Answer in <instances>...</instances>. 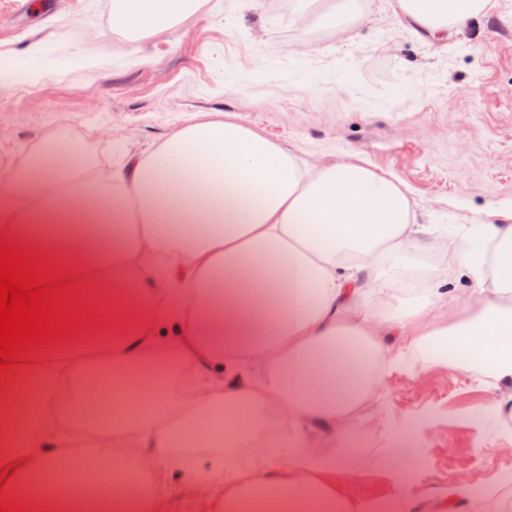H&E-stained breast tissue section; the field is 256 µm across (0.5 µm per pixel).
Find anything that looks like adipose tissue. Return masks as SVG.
I'll use <instances>...</instances> for the list:
<instances>
[{
  "label": "adipose tissue",
  "mask_w": 512,
  "mask_h": 512,
  "mask_svg": "<svg viewBox=\"0 0 512 512\" xmlns=\"http://www.w3.org/2000/svg\"><path fill=\"white\" fill-rule=\"evenodd\" d=\"M187 4L117 0L112 26L162 31ZM488 4L399 0L418 35ZM56 158L49 142L36 172H0V232L77 275L110 324L31 353L0 387V495L24 512H164L172 479L190 512H427L408 479L424 419L388 435L389 500L336 482L357 472L358 411L425 356L483 371L489 413L512 420V224L461 226L447 276L403 288L431 227L364 166L317 169L223 121L183 126L104 179ZM227 405L228 448L200 447L201 421ZM80 448L113 456L114 477L80 470Z\"/></svg>",
  "instance_id": "1"
}]
</instances>
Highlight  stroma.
I'll return each instance as SVG.
<instances>
[{
	"label": "stroma",
	"mask_w": 512,
	"mask_h": 512,
	"mask_svg": "<svg viewBox=\"0 0 512 512\" xmlns=\"http://www.w3.org/2000/svg\"><path fill=\"white\" fill-rule=\"evenodd\" d=\"M0 0V57L41 42L46 71L6 74L0 155L14 170L50 134L107 171L195 118L234 121L293 143L311 165L355 162L399 184L432 225L410 276L442 273L443 231L512 213V0L468 26L417 38L396 0H194L166 32L112 27L113 0ZM308 75L302 83L300 75ZM479 371L398 368L355 426L351 499L393 492L380 450L394 424L436 412L412 492L438 498L450 479L506 487L512 449L486 409Z\"/></svg>",
	"instance_id": "stroma-1"
}]
</instances>
